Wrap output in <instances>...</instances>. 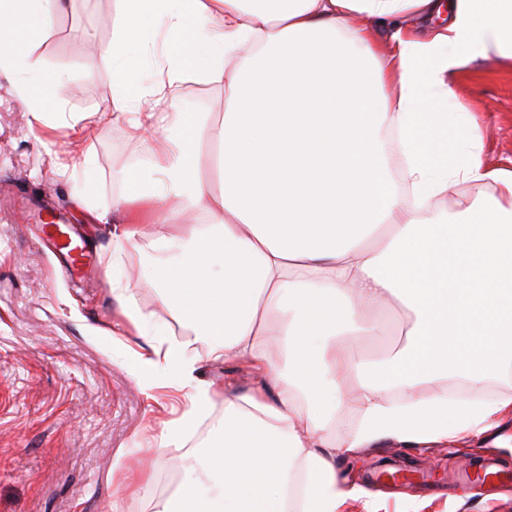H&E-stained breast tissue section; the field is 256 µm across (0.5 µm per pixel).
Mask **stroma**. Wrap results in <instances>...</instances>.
Returning a JSON list of instances; mask_svg holds the SVG:
<instances>
[{"label":"stroma","instance_id":"35a3bbf8","mask_svg":"<svg viewBox=\"0 0 512 512\" xmlns=\"http://www.w3.org/2000/svg\"><path fill=\"white\" fill-rule=\"evenodd\" d=\"M115 0H71L37 48L48 72L65 73L72 93L35 121L18 102L24 74L0 76V512H154L170 488L161 476L181 450L159 447L165 423L184 402L171 389L145 390L131 350L164 353L188 328L146 287L155 256L147 244L112 253V227L96 220L111 207L117 174L142 156L112 106V64L89 61L86 42L108 43ZM460 119L482 122L487 163L512 168V60L473 57L452 76ZM223 81L188 74L178 109L212 113ZM146 333H129L112 293L128 278ZM194 359L216 390L243 389L253 373L217 359L207 340ZM492 461L497 474L481 495L455 484L461 470ZM387 512H512V446L466 442L427 448H362L340 466ZM146 486L136 496L128 478Z\"/></svg>","mask_w":512,"mask_h":512}]
</instances>
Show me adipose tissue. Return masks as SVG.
Listing matches in <instances>:
<instances>
[{
	"label": "adipose tissue",
	"instance_id": "obj_1",
	"mask_svg": "<svg viewBox=\"0 0 512 512\" xmlns=\"http://www.w3.org/2000/svg\"><path fill=\"white\" fill-rule=\"evenodd\" d=\"M119 21L98 55L112 61V106L143 152L124 171L112 211L114 251L140 236L168 254L151 287L173 317L208 338L225 361L253 370L224 394L210 487L184 447L215 390L198 378L190 345L162 361L137 357L152 387L160 373L188 408L159 445L183 449L184 482L156 512H339L346 501L379 512L337 465L357 449L480 440L512 418V391L483 401L490 377L512 375V169L483 158L480 122L459 124L451 76L470 57L512 59V0H117ZM68 0H0V74H29L26 111H55L70 94L34 47ZM447 15L416 37L411 19ZM159 80H141L152 53ZM224 78V112L207 123L161 105L192 70ZM216 143L222 189L197 173L196 146ZM404 161L395 180L392 154ZM495 185L457 214L424 215L423 202L463 184ZM402 338L358 359L391 306ZM468 395L449 398V372ZM243 446L267 453L259 477Z\"/></svg>",
	"mask_w": 512,
	"mask_h": 512
}]
</instances>
